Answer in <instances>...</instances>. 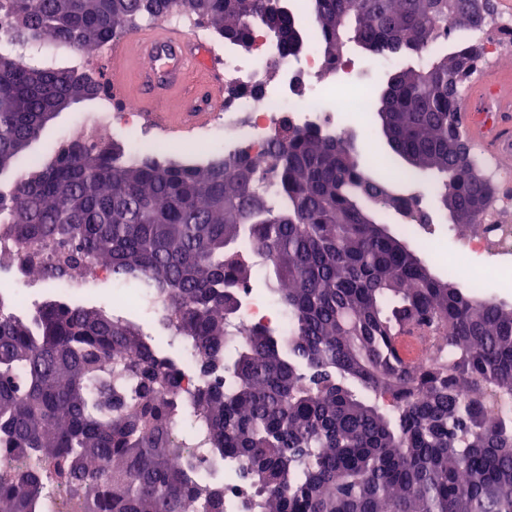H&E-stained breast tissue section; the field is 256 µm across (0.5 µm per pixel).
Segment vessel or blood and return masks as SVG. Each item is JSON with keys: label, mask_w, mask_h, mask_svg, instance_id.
<instances>
[{"label": "vessel or blood", "mask_w": 512, "mask_h": 512, "mask_svg": "<svg viewBox=\"0 0 512 512\" xmlns=\"http://www.w3.org/2000/svg\"><path fill=\"white\" fill-rule=\"evenodd\" d=\"M134 50L139 51L147 61L150 80L180 84L186 81L192 71L202 70L207 77L204 86L199 89L200 96L210 105L223 102L224 81L216 74L208 73V61L199 44L164 24L145 29L114 46L110 83L121 96L129 94L121 67ZM489 95L495 100L493 115L474 111L471 104L467 103L459 114V120L470 139L489 149L501 164L508 166L512 164L511 71L488 69L478 75L473 84L472 98L481 99ZM150 118L164 131L176 134L187 127L204 123L208 115L204 112L176 115L154 109L150 112ZM427 342L423 332L406 328L396 338L397 352L404 361L411 362L422 356Z\"/></svg>", "instance_id": "1"}]
</instances>
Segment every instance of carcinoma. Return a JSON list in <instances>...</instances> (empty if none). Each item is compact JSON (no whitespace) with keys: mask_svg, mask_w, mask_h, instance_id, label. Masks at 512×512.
Segmentation results:
<instances>
[{"mask_svg":"<svg viewBox=\"0 0 512 512\" xmlns=\"http://www.w3.org/2000/svg\"><path fill=\"white\" fill-rule=\"evenodd\" d=\"M315 35L338 62L348 44L375 59H421L389 73L371 96L377 134L398 166L432 172L435 211L469 229L493 187L478 169L458 112L483 43L444 35L482 30L474 0H311ZM224 42L247 46L263 28L281 56L304 45L290 0H0L12 30L0 43V223L27 264L58 245L45 280L83 284L100 265L110 281L161 294L162 324L196 360L192 433L181 366L145 329L104 307L50 293L0 314V512H42L58 492L65 512H224L208 481L227 455L262 512H512V305L438 277L379 216L433 223L362 162L356 144L285 124L263 155L243 149L194 164L143 156L126 143L78 136L52 156L29 154L71 105L102 100L76 64L139 21L171 10ZM73 59H44V42ZM34 51L22 66L14 46ZM288 313L283 336L237 324L251 271ZM407 326L431 345L402 360ZM178 456L179 467L170 465Z\"/></svg>","mask_w":512,"mask_h":512,"instance_id":"cac0c4a2","label":"carcinoma"}]
</instances>
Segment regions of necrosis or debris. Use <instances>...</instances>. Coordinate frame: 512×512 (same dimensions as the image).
<instances>
[{"label":"necrosis or debris","instance_id":"obj_1","mask_svg":"<svg viewBox=\"0 0 512 512\" xmlns=\"http://www.w3.org/2000/svg\"><path fill=\"white\" fill-rule=\"evenodd\" d=\"M221 58L224 75L241 88L239 97L216 108L211 120V134H222L225 151L251 148L263 153L270 137L283 124L297 127L319 126L332 134H344L337 120L342 113L363 116L370 108L368 87L349 89L345 76L348 62L328 69L316 36H309L298 54L281 58L262 31H255L249 46L225 45ZM140 106L128 102L120 112H97L84 122L83 135L90 140H105L128 128L134 131L136 148L161 153L163 140L154 129L139 120ZM487 168L501 185V197L488 220L478 229L465 233L462 245L471 253L494 257L491 265H461L459 277L465 282L481 285L491 278L512 273V172L487 161ZM241 325L267 324L280 333H287V313L270 296L247 292L242 298L239 315ZM244 458L225 457L212 469L214 476L224 479L225 512H249L257 503L256 496L243 490L241 473Z\"/></svg>","mask_w":512,"mask_h":512}]
</instances>
